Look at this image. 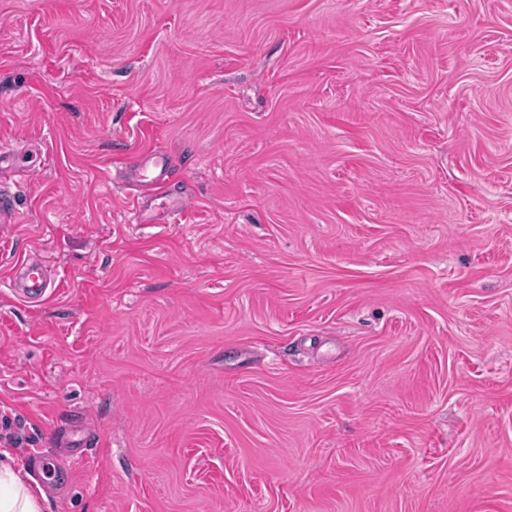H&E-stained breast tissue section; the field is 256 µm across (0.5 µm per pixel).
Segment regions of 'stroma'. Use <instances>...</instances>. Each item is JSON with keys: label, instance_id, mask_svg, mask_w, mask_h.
Wrapping results in <instances>:
<instances>
[{"label": "stroma", "instance_id": "stroma-1", "mask_svg": "<svg viewBox=\"0 0 512 512\" xmlns=\"http://www.w3.org/2000/svg\"><path fill=\"white\" fill-rule=\"evenodd\" d=\"M0 151L47 512H512V0H0ZM175 159L163 151H154L148 154L145 163L138 159L133 165L134 172L131 184L145 186L152 191L151 196L161 198L166 196V179L173 167ZM16 267H18L16 269ZM14 268L15 272V293L18 297L33 301L43 298L48 286L47 266L27 264L24 261Z\"/></svg>", "mask_w": 512, "mask_h": 512}]
</instances>
